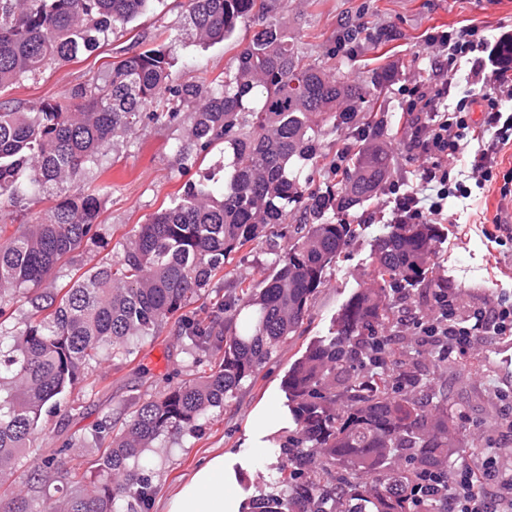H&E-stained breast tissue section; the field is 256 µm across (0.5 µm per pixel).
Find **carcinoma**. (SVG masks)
<instances>
[{
  "mask_svg": "<svg viewBox=\"0 0 512 512\" xmlns=\"http://www.w3.org/2000/svg\"><path fill=\"white\" fill-rule=\"evenodd\" d=\"M151 0H0V89L67 61L99 35L126 26ZM287 0H189L186 24L200 39L225 41L247 32L224 80L206 86L169 78L164 49L136 51L67 100L37 112L0 101V201L17 204L31 187H62L98 163L115 142L146 120L190 112L176 145L185 159L224 145V180L190 183L170 207L139 225L116 259L87 271L59 294L45 288L54 268L90 240L101 199L112 187L66 192L45 218L0 236V317L6 292L27 290L33 308L20 331L0 321V468L27 447L45 406L57 405L102 349L117 355L151 336L170 315L209 285L230 256L259 238V225L290 223L270 271L251 288L229 279L224 301L184 332L190 345L221 354L198 378L143 402L112 437L97 479L80 486L63 512H145L155 492L140 463L162 436L192 433L207 412L255 377L308 319L313 299L336 262L351 224L335 222L368 201L390 173L380 143L351 158L338 191L301 183L299 169L322 157L325 126L359 125L357 105L368 90L341 73L302 63L281 22ZM396 39L392 29L370 33L349 14L335 42L357 45ZM437 236L434 224H390L375 239L374 275L389 288L406 285L425 298L422 256ZM250 314L237 324L236 305ZM382 297L363 290L342 308L338 329L297 359L285 379L295 429L280 447L282 488L261 494L251 512H412L403 489L416 467L448 466V422L429 426L430 395L416 392L414 365L390 373L360 368L361 347L390 323ZM57 453L43 456L24 487L0 498V512H47L39 501ZM364 472L371 480L362 481Z\"/></svg>",
  "mask_w": 512,
  "mask_h": 512,
  "instance_id": "1",
  "label": "carcinoma"
}]
</instances>
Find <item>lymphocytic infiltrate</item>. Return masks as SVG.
<instances>
[{
    "label": "lymphocytic infiltrate",
    "mask_w": 512,
    "mask_h": 512,
    "mask_svg": "<svg viewBox=\"0 0 512 512\" xmlns=\"http://www.w3.org/2000/svg\"><path fill=\"white\" fill-rule=\"evenodd\" d=\"M512 32L488 38L476 24L456 32L427 34L425 46L434 51L433 79L416 82L400 114L401 143L415 161L418 189H403L388 180L379 189L391 205L390 224H444L449 247H460L480 235L497 247L512 246V219L496 215L489 224H461L448 210L452 196L470 197L486 190L497 178L512 181V168L503 169L501 153L512 148V113L503 102L512 101V56L504 54ZM472 57L471 91L449 105L451 74L465 57ZM481 119H473L474 111ZM468 158L467 178L451 177L448 163ZM400 324L414 338L416 353L454 366L488 373L483 355L486 344L512 346V295H492L486 305L469 304L455 288H438L426 308H406ZM500 440L480 448L469 462L444 469L419 470L410 488L415 508L425 512L427 502L438 501L443 512H512V420Z\"/></svg>",
    "instance_id": "lymphocytic-infiltrate-1"
}]
</instances>
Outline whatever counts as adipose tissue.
<instances>
[{
  "instance_id": "obj_1",
  "label": "adipose tissue",
  "mask_w": 512,
  "mask_h": 512,
  "mask_svg": "<svg viewBox=\"0 0 512 512\" xmlns=\"http://www.w3.org/2000/svg\"><path fill=\"white\" fill-rule=\"evenodd\" d=\"M229 480L223 454L213 455L178 487L165 512H240L241 499L225 496L224 486Z\"/></svg>"
}]
</instances>
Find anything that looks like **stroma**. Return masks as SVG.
<instances>
[{"label": "stroma", "mask_w": 512, "mask_h": 512, "mask_svg": "<svg viewBox=\"0 0 512 512\" xmlns=\"http://www.w3.org/2000/svg\"><path fill=\"white\" fill-rule=\"evenodd\" d=\"M187 12L188 0H155L144 15L127 27L99 37L92 48L81 50L70 61L39 75L22 77L1 90L0 100L10 102L21 112L37 111L45 103L70 97L128 52L160 46L170 53L174 82L183 81L189 62L195 66L196 78L211 80L224 75L234 64L245 31H238L223 42L204 44L187 30ZM346 13L358 17L369 28L394 29L396 40L381 45L365 41L353 55H332L336 19ZM284 16L306 62L340 67L350 80L370 87L361 117L373 112L393 117L404 105L408 88L427 79L431 72L425 38L433 28L453 31L470 23L492 30L502 24L512 28V0H288ZM384 64L393 68L394 77L384 88L372 89L373 72ZM187 127L183 120L171 122L163 118L148 122L118 142L101 163L88 166L80 184L112 186L111 197L101 206L99 235L96 243L77 249L53 271L48 287H70L86 270L120 252L138 225L146 223L156 211L171 206L187 182L202 179L210 172L223 174L224 154L220 150L201 154L193 163L177 158L174 144L185 135ZM55 195L51 188L32 193L30 202L1 207L0 230L10 234L18 225L41 220ZM381 203V198L374 197L343 214V223L360 224L359 233L343 248L336 263L327 268L325 285L314 299L310 318L254 380L246 382L228 404L211 409L194 434L162 438L144 452L142 462L155 488L148 512H162L180 481L192 473L200 460L218 452L223 453L226 466L241 475L240 481L225 485V493L252 497L267 490L277 478L280 437L271 435L262 448L248 444L251 414L259 406L272 415L281 414L287 401L283 384L291 365L334 331L342 307L355 293L374 287L373 244L385 227L365 223L364 218ZM284 231L279 224L265 225L262 241L235 257L232 266L237 278L249 282L259 279L272 262L265 239ZM439 231L441 237L425 255L424 267L440 268L452 288L487 287L490 245L475 235L463 247L452 250L442 240L447 225H440ZM223 300V281L212 279L208 288L167 319L155 335L135 342L126 355L102 357L59 407L42 413L32 450L20 453L14 474L0 479V496L15 491L28 472L39 465L37 450L44 446L58 450L62 462L60 471L51 473L46 486L48 505L57 504L75 489V477L93 478L96 462L112 440L111 432L96 433L97 421L129 418L142 402L158 397L169 386L209 371L214 356L192 348L179 330L205 318ZM416 364L422 389L443 398L440 406L430 407V416H438L443 408L453 416L464 411L476 422L477 432L495 435L498 417L487 378L429 357L418 358Z\"/></svg>", "instance_id": "stroma-1"}]
</instances>
